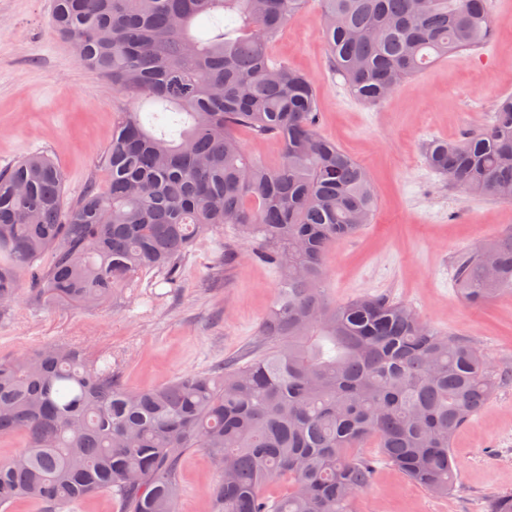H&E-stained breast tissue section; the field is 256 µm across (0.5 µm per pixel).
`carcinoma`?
<instances>
[{
  "label": "carcinoma",
  "mask_w": 512,
  "mask_h": 512,
  "mask_svg": "<svg viewBox=\"0 0 512 512\" xmlns=\"http://www.w3.org/2000/svg\"><path fill=\"white\" fill-rule=\"evenodd\" d=\"M319 26L351 95L385 100L436 61L486 45L487 0H323ZM305 0H55L53 28L132 106L112 132L108 188L64 203L47 155L0 170V312L23 296L94 308L144 270L180 287L179 261L231 225L273 265L279 295L263 351L153 388L120 383L112 355L66 343L0 356V509L64 512L109 492L119 512H178L180 464L202 448L218 470L212 512H355L382 458L428 492L455 484L453 434L512 372L382 294L330 301V249L372 222L366 168L317 132L315 81L269 48ZM281 143L269 166L236 131ZM512 98L429 167L473 196L512 201ZM51 255L49 264L43 257ZM481 306L512 292V229L453 268ZM284 481L285 492L265 495Z\"/></svg>",
  "instance_id": "1"
}]
</instances>
